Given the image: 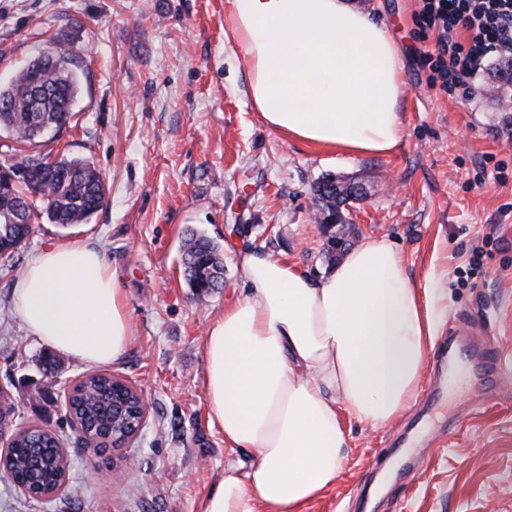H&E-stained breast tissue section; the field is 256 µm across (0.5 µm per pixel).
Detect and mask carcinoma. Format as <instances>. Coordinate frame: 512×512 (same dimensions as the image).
<instances>
[{
    "label": "carcinoma",
    "instance_id": "1",
    "mask_svg": "<svg viewBox=\"0 0 512 512\" xmlns=\"http://www.w3.org/2000/svg\"><path fill=\"white\" fill-rule=\"evenodd\" d=\"M74 66L72 51L60 46L28 63L8 86H0V131L24 144L34 142L43 127L57 134L66 130L79 90ZM18 166L26 172L14 179L10 172ZM313 193L321 215L332 216L347 202L343 192L323 193L319 184ZM37 197L48 221L62 227L87 224L108 204L101 174L85 159L27 154L18 162L0 165L1 259L11 258L32 234ZM183 264L198 293L222 285L224 261L210 240L190 233L183 244ZM70 408L89 439L104 433L120 438L138 425L135 403L120 397L110 374L85 375L72 390ZM60 448L59 439L48 431L33 428L18 433L7 458L11 478L33 496L63 485L70 464L62 460Z\"/></svg>",
    "mask_w": 512,
    "mask_h": 512
}]
</instances>
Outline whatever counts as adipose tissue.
Wrapping results in <instances>:
<instances>
[{
    "label": "adipose tissue",
    "mask_w": 512,
    "mask_h": 512,
    "mask_svg": "<svg viewBox=\"0 0 512 512\" xmlns=\"http://www.w3.org/2000/svg\"><path fill=\"white\" fill-rule=\"evenodd\" d=\"M224 23L268 126L326 152L396 148L397 47L367 13L348 0H225ZM238 265L249 290L208 329L205 399L225 447L255 460H227L201 512H302L341 472L344 419L381 427L415 396L446 307L436 293L422 303L385 238L317 279L257 251ZM15 299L33 336L85 364H110L130 342L117 278L87 243L46 248Z\"/></svg>",
    "instance_id": "adipose-tissue-1"
}]
</instances>
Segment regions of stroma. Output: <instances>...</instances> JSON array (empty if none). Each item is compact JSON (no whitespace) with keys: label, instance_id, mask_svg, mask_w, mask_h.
I'll use <instances>...</instances> for the list:
<instances>
[{"label":"stroma","instance_id":"35a3bbf8","mask_svg":"<svg viewBox=\"0 0 512 512\" xmlns=\"http://www.w3.org/2000/svg\"><path fill=\"white\" fill-rule=\"evenodd\" d=\"M224 2L0 0V85L56 44L70 48L81 78L75 126L38 150L92 162L109 189L89 223L36 219L0 261V386L18 425L58 435L71 461L48 503L0 472V512H199L229 455L207 416L206 330L245 293L239 252L288 259L315 277L343 260L313 227L312 188L327 177L367 191L344 213L353 242L392 239L412 281L448 309L408 407L380 428L346 421L343 470L304 512H512V377L461 349L444 355L456 330L512 355V179L500 183L484 161L512 163V69L493 65L454 96L438 94L418 62L417 0H350L397 46L401 132L385 155L326 153L253 111L246 63L224 42ZM190 232L224 253V282L205 296L184 274ZM488 234L496 244L483 271L461 285L458 269ZM75 238L111 265L133 329L106 370L148 402L140 432L117 452L82 442L66 415L65 397L90 366L51 353L14 304L34 258Z\"/></svg>","mask_w":512,"mask_h":512}]
</instances>
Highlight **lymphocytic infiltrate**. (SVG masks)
I'll return each mask as SVG.
<instances>
[{
	"mask_svg": "<svg viewBox=\"0 0 512 512\" xmlns=\"http://www.w3.org/2000/svg\"><path fill=\"white\" fill-rule=\"evenodd\" d=\"M420 42H432L422 62L428 84L454 95L498 61L512 58V0H418Z\"/></svg>",
	"mask_w": 512,
	"mask_h": 512,
	"instance_id": "lymphocytic-infiltrate-1",
	"label": "lymphocytic infiltrate"
}]
</instances>
